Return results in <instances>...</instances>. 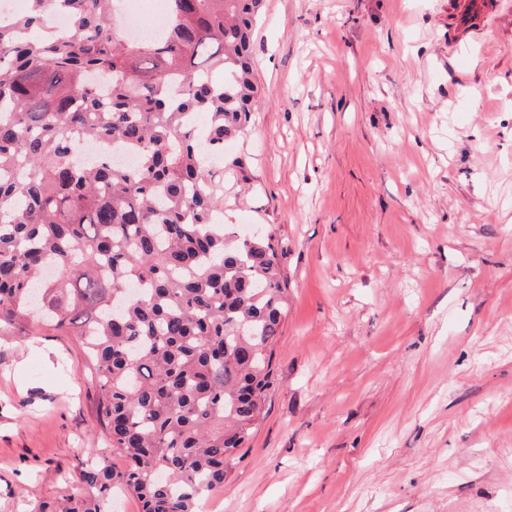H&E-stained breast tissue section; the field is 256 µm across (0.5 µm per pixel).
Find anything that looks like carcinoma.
Here are the masks:
<instances>
[{"mask_svg":"<svg viewBox=\"0 0 512 512\" xmlns=\"http://www.w3.org/2000/svg\"><path fill=\"white\" fill-rule=\"evenodd\" d=\"M114 2L32 0L62 33H33L26 14L0 24V322L78 336L127 463H85L81 493L37 512H107L116 490L140 512H199L252 437L285 316L277 231L215 222L204 154L224 155L261 102L265 0H169L165 32L139 45L111 27ZM77 129L99 143L85 165Z\"/></svg>","mask_w":512,"mask_h":512,"instance_id":"1","label":"carcinoma"}]
</instances>
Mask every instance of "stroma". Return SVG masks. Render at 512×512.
Masks as SVG:
<instances>
[{
	"label": "stroma",
	"instance_id": "obj_1",
	"mask_svg": "<svg viewBox=\"0 0 512 512\" xmlns=\"http://www.w3.org/2000/svg\"><path fill=\"white\" fill-rule=\"evenodd\" d=\"M265 99L222 218L275 225L276 377L208 512H512V0H266ZM76 336L0 324V512L76 495L102 435ZM496 5V0H450L448 2V42L455 44L482 30Z\"/></svg>",
	"mask_w": 512,
	"mask_h": 512
}]
</instances>
